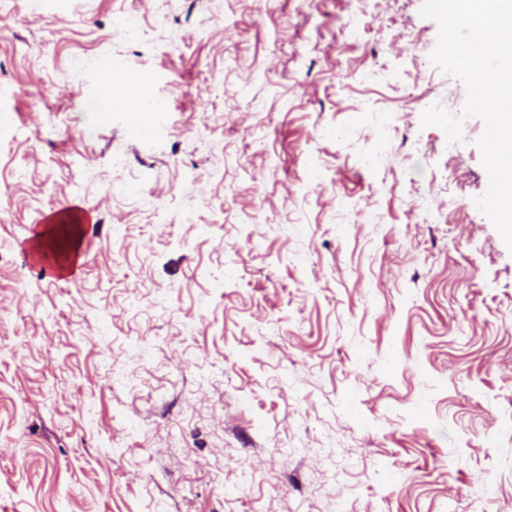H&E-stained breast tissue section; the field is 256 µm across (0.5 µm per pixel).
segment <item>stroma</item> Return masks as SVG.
I'll list each match as a JSON object with an SVG mask.
<instances>
[{
  "label": "stroma",
  "mask_w": 512,
  "mask_h": 512,
  "mask_svg": "<svg viewBox=\"0 0 512 512\" xmlns=\"http://www.w3.org/2000/svg\"><path fill=\"white\" fill-rule=\"evenodd\" d=\"M29 2L0 0V512H512V250L483 121L421 124L466 99L423 0ZM133 82L146 134L98 111ZM70 201L101 233L48 280L17 243Z\"/></svg>",
  "instance_id": "stroma-1"
}]
</instances>
